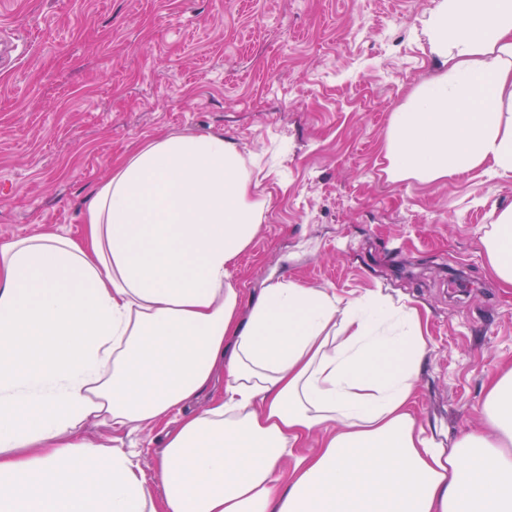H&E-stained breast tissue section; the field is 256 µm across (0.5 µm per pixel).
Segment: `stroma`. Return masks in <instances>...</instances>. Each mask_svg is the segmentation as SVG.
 <instances>
[{"label":"stroma","instance_id":"obj_1","mask_svg":"<svg viewBox=\"0 0 512 512\" xmlns=\"http://www.w3.org/2000/svg\"><path fill=\"white\" fill-rule=\"evenodd\" d=\"M433 0H0L30 48L0 73V241L81 231L94 188L161 136L240 148L266 208L233 279L418 308L429 352L417 425L482 430L489 380L512 367V288L482 239L512 176L390 181L391 112L436 71Z\"/></svg>","mask_w":512,"mask_h":512}]
</instances>
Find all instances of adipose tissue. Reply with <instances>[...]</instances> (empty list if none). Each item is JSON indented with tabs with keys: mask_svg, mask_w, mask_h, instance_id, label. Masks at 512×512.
Segmentation results:
<instances>
[{
	"mask_svg": "<svg viewBox=\"0 0 512 512\" xmlns=\"http://www.w3.org/2000/svg\"><path fill=\"white\" fill-rule=\"evenodd\" d=\"M421 25L438 71L391 115L389 180L512 175V0H435ZM263 213L235 142L173 134L96 187L80 238L0 243V512H512V370L482 431L437 439L410 411L417 308L278 280L242 311ZM483 243L512 288V206ZM91 420L162 429L161 492Z\"/></svg>",
	"mask_w": 512,
	"mask_h": 512,
	"instance_id": "obj_1",
	"label": "adipose tissue"
}]
</instances>
